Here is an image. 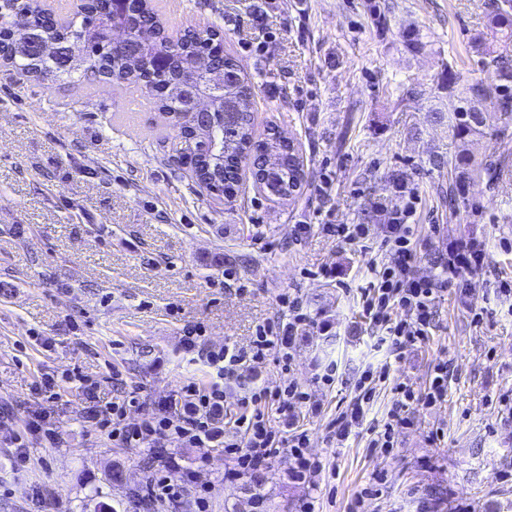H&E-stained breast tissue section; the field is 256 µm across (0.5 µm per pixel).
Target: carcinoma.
<instances>
[{"instance_id":"cac0c4a2","label":"carcinoma","mask_w":512,"mask_h":512,"mask_svg":"<svg viewBox=\"0 0 512 512\" xmlns=\"http://www.w3.org/2000/svg\"><path fill=\"white\" fill-rule=\"evenodd\" d=\"M488 26L506 38H512V0H486ZM25 14L31 22L27 36L16 37L15 18ZM115 24L132 32L141 51L124 53L114 50L105 33ZM402 43L411 51L423 48L419 30L407 27L401 32ZM76 42L81 48L83 69L73 65L59 69L54 77L67 76L73 84H81L96 73H107L112 82L128 90H148L159 112L178 126L181 141L175 151L189 160L196 181L208 188L214 168L224 166V199L236 195L240 180L242 156L254 157L255 183L267 198L290 201L304 185L303 164L291 144L278 140L275 133L256 135L253 115V85L241 71L237 60L224 55V90L214 96V123L206 130L195 129L188 115L181 79L187 72L198 75V82L210 86L202 59L222 48L220 34L210 28H189L174 32L156 9L153 0H141L127 10L112 0H96L87 6L76 3L50 8L42 0H4L0 5V47L3 63L36 79H41L46 65L39 50L42 44ZM487 77L476 79L463 88L456 86V73L448 64L443 70V85L448 88V104L431 109L428 118L448 123L450 146L448 156L435 155L429 163L448 166L452 174L448 182V208L468 202L465 187L484 182L496 185L502 179L500 163L478 162L470 152L469 142L482 135L487 115L475 111V105L490 101L504 119L512 120V59L496 52L480 41L474 45ZM233 112L232 126L224 125L223 113Z\"/></svg>"}]
</instances>
